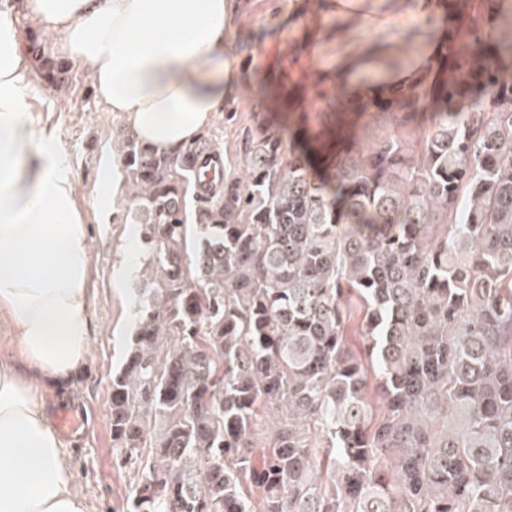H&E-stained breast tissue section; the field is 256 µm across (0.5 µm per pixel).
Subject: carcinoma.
Segmentation results:
<instances>
[{
	"mask_svg": "<svg viewBox=\"0 0 512 512\" xmlns=\"http://www.w3.org/2000/svg\"><path fill=\"white\" fill-rule=\"evenodd\" d=\"M454 2L434 70L324 96L303 136L260 89L221 184L195 180L199 142L122 134L145 275L110 386L128 512H512V76L481 50H512V18Z\"/></svg>",
	"mask_w": 512,
	"mask_h": 512,
	"instance_id": "1",
	"label": "carcinoma"
}]
</instances>
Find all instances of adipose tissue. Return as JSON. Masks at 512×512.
I'll return each mask as SVG.
<instances>
[{
    "label": "adipose tissue",
    "mask_w": 512,
    "mask_h": 512,
    "mask_svg": "<svg viewBox=\"0 0 512 512\" xmlns=\"http://www.w3.org/2000/svg\"><path fill=\"white\" fill-rule=\"evenodd\" d=\"M426 24L419 49L360 46L326 80L358 103L431 70L448 35L445 0H389ZM57 32L54 49L90 73L96 98L142 144L195 141L238 87L228 37L236 0H0V512H88L44 398L86 364L90 242L54 131L27 117L30 87L17 14ZM406 56L399 67L391 58Z\"/></svg>",
    "instance_id": "ef3b65f1"
}]
</instances>
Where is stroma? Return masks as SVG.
Segmentation results:
<instances>
[{
  "mask_svg": "<svg viewBox=\"0 0 512 512\" xmlns=\"http://www.w3.org/2000/svg\"><path fill=\"white\" fill-rule=\"evenodd\" d=\"M416 30L410 18L397 13L382 17L381 25L369 27L340 21L330 0H239V16L231 34L237 52L241 84L229 100L235 122L216 115L208 129L226 161L239 156L240 135L251 126L255 102L252 85L264 81L271 95L291 85L301 87L299 112L281 111L271 103L269 119L297 124L299 113L315 116L323 95L333 84L321 81L323 72L335 68L360 43L380 38L401 40ZM31 99L28 118L34 124L51 120L59 143L71 164L85 222L90 229L91 268L96 293L91 300L90 348L85 369L71 402L52 409L82 415L83 424L65 433V460L79 475L77 493L89 512H125L135 476L117 461L110 426V385L122 366L130 342L134 305L130 292L112 290L118 275L121 244L129 227L119 220L127 202L119 193L113 210L95 203L101 181L112 169L114 141L127 129L123 116L107 112L95 98L89 72L70 63L68 82L50 85L38 61L30 63Z\"/></svg>",
  "mask_w": 512,
  "mask_h": 512,
  "instance_id": "35a3bbf8",
  "label": "stroma"
}]
</instances>
